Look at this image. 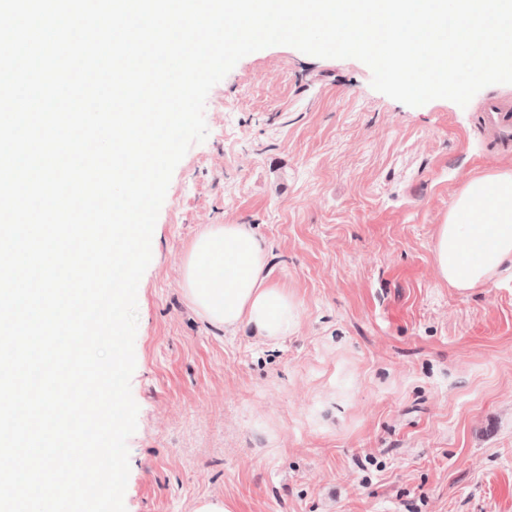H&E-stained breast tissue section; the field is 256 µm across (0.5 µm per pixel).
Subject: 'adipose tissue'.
<instances>
[{
    "instance_id": "ef3b65f1",
    "label": "adipose tissue",
    "mask_w": 512,
    "mask_h": 512,
    "mask_svg": "<svg viewBox=\"0 0 512 512\" xmlns=\"http://www.w3.org/2000/svg\"><path fill=\"white\" fill-rule=\"evenodd\" d=\"M266 257L248 225H213L185 258L188 299L210 324L246 325L266 341L288 335L298 324V305L268 283ZM434 258L440 277L461 290L512 278V163L464 187L436 228Z\"/></svg>"
}]
</instances>
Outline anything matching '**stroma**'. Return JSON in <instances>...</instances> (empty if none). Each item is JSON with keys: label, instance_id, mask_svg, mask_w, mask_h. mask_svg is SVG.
Instances as JSON below:
<instances>
[{"label": "stroma", "instance_id": "1", "mask_svg": "<svg viewBox=\"0 0 512 512\" xmlns=\"http://www.w3.org/2000/svg\"><path fill=\"white\" fill-rule=\"evenodd\" d=\"M356 59L289 46L208 93L137 291V428L126 512H512V280L462 291L434 233L473 178L512 160L467 106L410 107ZM248 224L298 303L275 342L203 319L183 259Z\"/></svg>", "mask_w": 512, "mask_h": 512}]
</instances>
